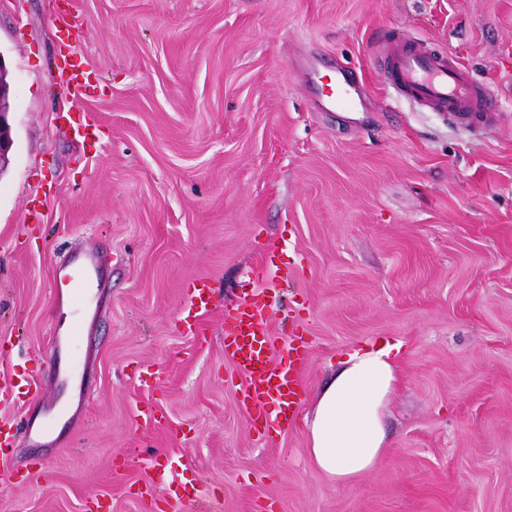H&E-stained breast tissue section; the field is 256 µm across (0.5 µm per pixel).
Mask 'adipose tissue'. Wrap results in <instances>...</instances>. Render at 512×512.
<instances>
[{
	"mask_svg": "<svg viewBox=\"0 0 512 512\" xmlns=\"http://www.w3.org/2000/svg\"><path fill=\"white\" fill-rule=\"evenodd\" d=\"M401 343L381 339L345 352L302 418L315 468L339 485L372 470L387 444L386 414L401 384Z\"/></svg>",
	"mask_w": 512,
	"mask_h": 512,
	"instance_id": "adipose-tissue-1",
	"label": "adipose tissue"
}]
</instances>
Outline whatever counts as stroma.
I'll return each mask as SVG.
<instances>
[{
  "label": "stroma",
  "mask_w": 512,
  "mask_h": 512,
  "mask_svg": "<svg viewBox=\"0 0 512 512\" xmlns=\"http://www.w3.org/2000/svg\"><path fill=\"white\" fill-rule=\"evenodd\" d=\"M387 36L470 68L494 121L397 95ZM316 51L367 111L313 109L294 62ZM0 57V377L47 376L54 267L104 258L69 424L40 474L23 438L0 454V512H512V0H0ZM261 286L272 333L307 342L306 395L349 348L403 344L389 446L352 484L314 470L302 425L262 439L240 409L225 320ZM183 477L195 498H170ZM68 54H62V66L63 70H68V83L73 88L74 95H84L85 91L91 87V76L92 74L80 69L75 64L68 60ZM209 306V295L204 285L194 284L187 291V308L189 316L193 313V318L206 313Z\"/></svg>",
  "instance_id": "35a3bbf8"
}]
</instances>
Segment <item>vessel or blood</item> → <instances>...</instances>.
<instances>
[{
	"instance_id": "b4317fda",
	"label": "vessel or blood",
	"mask_w": 512,
	"mask_h": 512,
	"mask_svg": "<svg viewBox=\"0 0 512 512\" xmlns=\"http://www.w3.org/2000/svg\"><path fill=\"white\" fill-rule=\"evenodd\" d=\"M312 91L314 107L322 112H354L363 100L342 67H327L318 54H310L299 62ZM382 67L397 90L434 111L447 113L456 124L486 125L497 110L474 74L455 60L435 55L429 50L401 41L391 42ZM97 253L87 252L69 258L55 271L57 285H65L72 269H79L85 281V294L96 298L100 288ZM79 326L67 335H54L55 354L50 362L54 385L65 386L76 372L70 347L79 336ZM286 347L288 364L275 362L271 352ZM224 354L244 376L246 385L241 408L260 436L276 431L265 412L269 403H277L280 414L294 412L304 388L301 374L308 362L305 341L297 335L275 336L269 330L266 304L259 296H251L236 310L224 336ZM38 397L39 380L23 373H13L0 380V402L10 403L20 392Z\"/></svg>"
}]
</instances>
